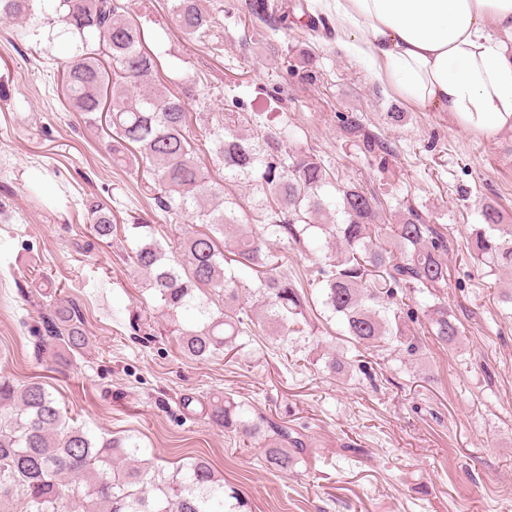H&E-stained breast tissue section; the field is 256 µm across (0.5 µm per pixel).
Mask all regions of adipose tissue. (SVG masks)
Segmentation results:
<instances>
[{"label": "adipose tissue", "mask_w": 512, "mask_h": 512, "mask_svg": "<svg viewBox=\"0 0 512 512\" xmlns=\"http://www.w3.org/2000/svg\"><path fill=\"white\" fill-rule=\"evenodd\" d=\"M372 79L476 134L512 130V0H311Z\"/></svg>", "instance_id": "ef3b65f1"}]
</instances>
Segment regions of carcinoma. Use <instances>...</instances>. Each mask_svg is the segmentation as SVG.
<instances>
[{
	"label": "carcinoma",
	"instance_id": "carcinoma-1",
	"mask_svg": "<svg viewBox=\"0 0 512 512\" xmlns=\"http://www.w3.org/2000/svg\"><path fill=\"white\" fill-rule=\"evenodd\" d=\"M35 0H0L3 19L30 20ZM61 34L74 39L64 65L65 95L72 111L89 124L110 105L109 151L118 165L132 166L154 194L159 213L189 217L204 229L192 232L174 252L157 240L150 224H129L136 239L129 258L147 277L159 307L171 319L181 354L210 360L225 354L239 336L265 328L277 332L279 348L314 335L308 294L288 278V251L299 247L324 253L317 269L321 313L341 325L340 335L354 349H390L412 358L420 346L402 316L401 301L428 294L433 304L421 310L428 333L438 343L454 345L462 335L448 311L441 288L448 282L443 254L448 239L432 224L408 212L397 224H375L376 198L350 186L337 199L321 194L333 177L317 159L303 152L278 153L288 128L261 132L271 151L261 152L246 139L219 128L209 133L213 159L231 179H253L267 190L257 205L256 224H240L234 210L214 200L224 187L207 180L198 144L189 129L185 101L154 80L155 61L145 51L139 26L126 16L122 0H55ZM174 25L189 37L202 36L216 18L198 0H175ZM107 51L109 66L99 59ZM90 231L97 239L117 230L111 211L89 206ZM468 254L494 272L512 269V222L493 203L481 208ZM234 233L233 258L224 255V237ZM283 246L281 255L269 250ZM232 260L258 280L257 304L239 300L242 279L226 273ZM220 299L215 311L201 294ZM47 332L55 355L84 350L83 321L71 305L58 306ZM321 359L333 375L349 371L347 357L326 350ZM210 422L234 432L241 441L264 445V465L272 473L295 470L303 443L288 427L251 416L249 404L215 396ZM85 512H224V481L210 463L194 458L170 472L140 458L132 437L95 438L71 425L52 394L39 382L17 385L0 376V512H13V499L25 512H61L62 496Z\"/></svg>",
	"mask_w": 512,
	"mask_h": 512
}]
</instances>
